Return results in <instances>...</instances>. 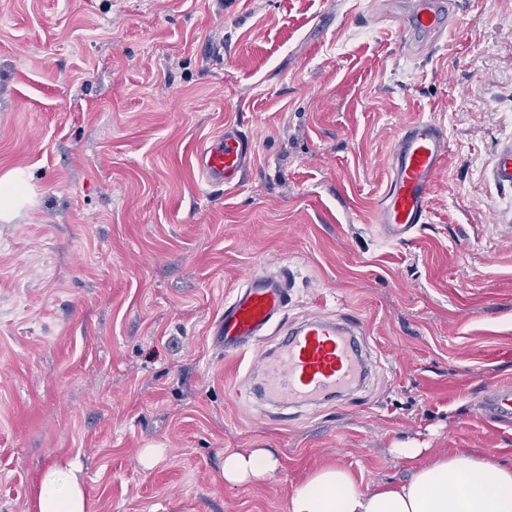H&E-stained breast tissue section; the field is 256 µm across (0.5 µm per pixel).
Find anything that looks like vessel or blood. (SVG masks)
I'll list each match as a JSON object with an SVG mask.
<instances>
[{
    "mask_svg": "<svg viewBox=\"0 0 512 512\" xmlns=\"http://www.w3.org/2000/svg\"><path fill=\"white\" fill-rule=\"evenodd\" d=\"M455 0H410L397 29L402 45L436 51L455 13ZM254 152L252 139L228 123L219 138L196 152V167L207 184L237 186ZM448 152V138L434 120L422 118L396 137L387 166L389 181L376 212L383 238L400 243L425 223L430 190ZM288 305V268L248 275L213 325L224 353H250L264 374L263 394L274 405L300 406L359 387L366 373L361 338L367 322L345 310L337 316L312 315L289 328L275 351L259 342ZM495 416L512 417V387L495 386L485 403Z\"/></svg>",
    "mask_w": 512,
    "mask_h": 512,
    "instance_id": "vessel-or-blood-1",
    "label": "vessel or blood"
}]
</instances>
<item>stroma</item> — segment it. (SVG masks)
<instances>
[{"instance_id":"stroma-1","label":"stroma","mask_w":512,"mask_h":512,"mask_svg":"<svg viewBox=\"0 0 512 512\" xmlns=\"http://www.w3.org/2000/svg\"><path fill=\"white\" fill-rule=\"evenodd\" d=\"M438 51L403 49L383 0H0V174L33 204L0 221V512L83 464L91 512H288L323 464L365 490L408 479L410 445L512 463V0H458ZM437 120L430 214L374 226L398 133ZM238 123L242 182L205 184L204 142ZM287 262L285 324L366 318L360 389L276 412L250 357L210 332L252 272ZM143 448H162L153 469ZM282 467L239 486L224 455ZM484 406L500 418L512 417V387L509 385L495 386L492 395L487 401H484Z\"/></svg>"}]
</instances>
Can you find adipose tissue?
Returning a JSON list of instances; mask_svg holds the SVG:
<instances>
[{
	"label": "adipose tissue",
	"instance_id": "ef3b65f1",
	"mask_svg": "<svg viewBox=\"0 0 512 512\" xmlns=\"http://www.w3.org/2000/svg\"><path fill=\"white\" fill-rule=\"evenodd\" d=\"M394 454L416 461L408 480L365 491L348 469L326 464L292 485L288 512H512V465L465 451L427 459L422 449L400 447ZM279 468L272 451L253 448L225 453L221 476L241 485ZM34 512H90L78 458L58 456L40 473Z\"/></svg>",
	"mask_w": 512,
	"mask_h": 512
}]
</instances>
